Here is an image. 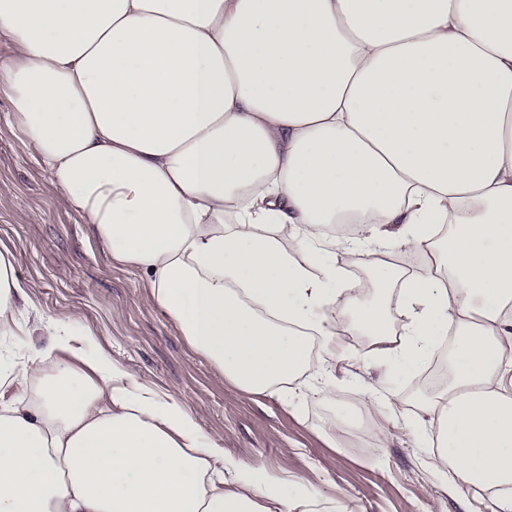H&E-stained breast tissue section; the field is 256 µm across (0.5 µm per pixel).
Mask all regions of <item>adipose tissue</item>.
<instances>
[{
	"label": "adipose tissue",
	"mask_w": 512,
	"mask_h": 512,
	"mask_svg": "<svg viewBox=\"0 0 512 512\" xmlns=\"http://www.w3.org/2000/svg\"><path fill=\"white\" fill-rule=\"evenodd\" d=\"M0 40L20 149L224 378L278 393L340 327L411 366L451 336L412 426L512 512V0H0ZM397 250L444 271L393 293ZM25 299L0 251V512H318L68 318L27 349ZM332 259L336 261V266L344 269L351 282H362L372 274L370 262L373 258L366 255L364 251L336 247Z\"/></svg>",
	"instance_id": "obj_1"
}]
</instances>
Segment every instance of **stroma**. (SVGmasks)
Segmentation results:
<instances>
[{
    "label": "stroma",
    "instance_id": "1",
    "mask_svg": "<svg viewBox=\"0 0 512 512\" xmlns=\"http://www.w3.org/2000/svg\"><path fill=\"white\" fill-rule=\"evenodd\" d=\"M12 110L0 93V249L13 251L30 306L91 330L96 350L132 379L194 412L225 457L287 479L300 499L330 501L335 512H463L466 486L448 489L437 450L409 424L419 397L433 387L422 369L371 367L370 337L353 333L329 350L313 344L311 367L298 380L323 376L336 391L300 410L289 407L287 391L253 393L224 379L162 309L146 302L145 274L113 260L60 201L35 155L20 150ZM363 381L397 393L403 408L392 422L373 417L366 450L355 454L346 437L329 441L324 429L330 411L361 405ZM382 428L387 438L379 437Z\"/></svg>",
    "mask_w": 512,
    "mask_h": 512
}]
</instances>
